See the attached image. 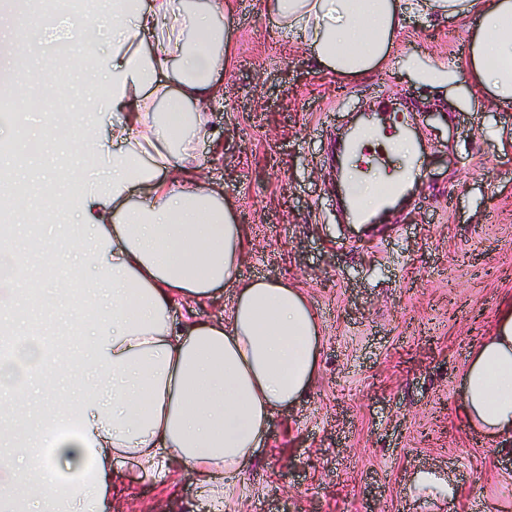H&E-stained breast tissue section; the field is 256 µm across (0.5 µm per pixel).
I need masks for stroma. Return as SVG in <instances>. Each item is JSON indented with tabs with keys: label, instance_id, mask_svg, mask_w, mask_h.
Listing matches in <instances>:
<instances>
[{
	"label": "stroma",
	"instance_id": "35a3bbf8",
	"mask_svg": "<svg viewBox=\"0 0 512 512\" xmlns=\"http://www.w3.org/2000/svg\"><path fill=\"white\" fill-rule=\"evenodd\" d=\"M236 4L204 173L244 226L240 277L297 284L323 343L314 386L273 415L226 512H512V434L472 430L460 396L472 349L512 301V139L488 135L511 131L512 111L466 80L424 77L435 56L467 58L475 16L408 18L397 63L354 77L317 68L266 0ZM111 58V46L100 49L88 78L78 64L52 72L76 121L92 112ZM380 107L417 122L421 169L408 202L359 236L337 195L336 145ZM28 139L44 153L24 165L0 158L22 182L56 155L48 113L0 126V140ZM422 471L452 477L457 498L410 491ZM177 502L208 512L186 470L154 481L129 461L105 512Z\"/></svg>",
	"mask_w": 512,
	"mask_h": 512
}]
</instances>
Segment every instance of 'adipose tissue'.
<instances>
[{"mask_svg": "<svg viewBox=\"0 0 512 512\" xmlns=\"http://www.w3.org/2000/svg\"><path fill=\"white\" fill-rule=\"evenodd\" d=\"M284 33L327 71L362 76L388 65L406 15L430 21L475 13L465 68L435 60L430 78L467 76L512 108V0H268ZM233 0H112L93 20H72V48L112 45L106 90L82 134L110 160L105 181L65 195L74 159L41 182V208L23 222L71 209L62 239L68 257L112 276V294L93 323L67 309L68 353L30 328L0 324V512H103L112 474L134 460L160 480L169 465L197 479L210 512L255 460L275 411L298 404L317 372V316L282 280L238 278L241 225L222 190L201 173L207 106L221 99ZM194 37H187V30ZM176 63L174 81L162 77ZM10 238L0 239V308L21 310ZM235 291L228 315L199 322L195 305ZM181 308V322L170 311ZM70 385L82 393L72 400ZM468 424L512 432V304L472 350L461 383ZM71 434H61V426Z\"/></svg>", "mask_w": 512, "mask_h": 512, "instance_id": "ef3b65f1", "label": "adipose tissue"}]
</instances>
